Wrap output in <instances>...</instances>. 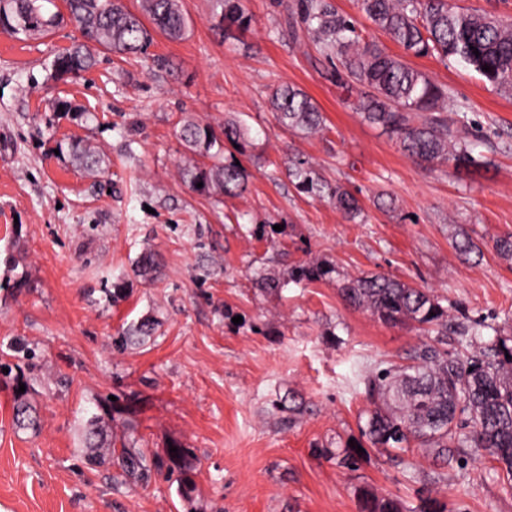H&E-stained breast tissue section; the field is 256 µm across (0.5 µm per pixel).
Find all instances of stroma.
<instances>
[{"label": "stroma", "mask_w": 512, "mask_h": 512, "mask_svg": "<svg viewBox=\"0 0 512 512\" xmlns=\"http://www.w3.org/2000/svg\"><path fill=\"white\" fill-rule=\"evenodd\" d=\"M241 2L247 32L222 29L213 0H181L182 39L155 34L138 58L103 50L61 79L51 62L83 42L77 26L28 40L0 30V363L29 381L40 419L37 433L15 431L0 386V512H361L367 496L401 512H512V479L481 451L447 465L416 448L395 459L362 434L363 377L404 363L422 332L348 305L335 281L285 280L322 261L386 275L512 346V259L495 248L512 233V95L455 61L408 57L447 85L480 163L409 158L337 86L312 35L279 37L282 0ZM280 83L317 102L323 134L277 122L268 95ZM59 100L84 118L54 112ZM187 117L248 128L244 152L224 147L251 173L244 193L190 187ZM76 139L95 146L100 168L73 162ZM294 155L354 192L362 216L298 192ZM381 194L392 207L377 206ZM465 237L468 254L455 247ZM145 252L160 267L151 282L133 272ZM145 318L152 335L114 346ZM107 400L113 438L155 460L147 483L80 453L87 413ZM171 445L188 456L169 458Z\"/></svg>", "instance_id": "obj_1"}]
</instances>
